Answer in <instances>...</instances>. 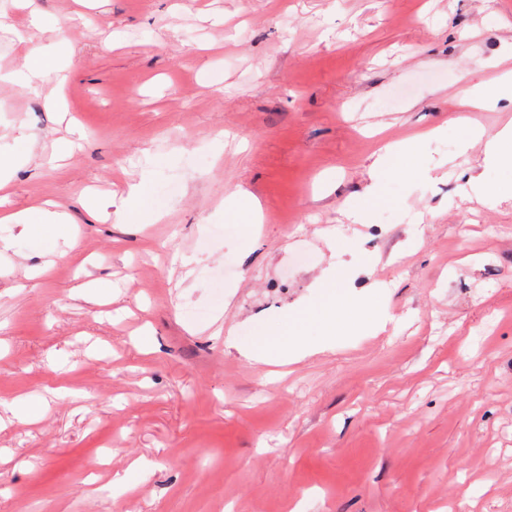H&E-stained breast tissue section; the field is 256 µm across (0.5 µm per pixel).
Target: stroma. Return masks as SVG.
I'll list each match as a JSON object with an SVG mask.
<instances>
[{
  "label": "stroma",
  "mask_w": 512,
  "mask_h": 512,
  "mask_svg": "<svg viewBox=\"0 0 512 512\" xmlns=\"http://www.w3.org/2000/svg\"><path fill=\"white\" fill-rule=\"evenodd\" d=\"M34 7L27 46L0 29V153L32 137L0 191L27 214L0 226V512H512V166L484 159L512 126V0ZM57 22L64 85L4 81ZM414 136L353 222L380 140ZM144 176L160 220L115 223ZM342 263L341 329L266 378L240 344L287 314L317 334Z\"/></svg>",
  "instance_id": "obj_1"
}]
</instances>
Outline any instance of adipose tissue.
Returning a JSON list of instances; mask_svg holds the SVG:
<instances>
[{"label":"adipose tissue","instance_id":"1","mask_svg":"<svg viewBox=\"0 0 512 512\" xmlns=\"http://www.w3.org/2000/svg\"><path fill=\"white\" fill-rule=\"evenodd\" d=\"M348 276L347 268L339 265L329 270L320 282L321 288L325 290L320 335L306 336L301 319L287 316L283 319L279 335L256 334L244 349L246 357L258 364L270 363L274 358L283 363H291L325 346L327 339L336 331L337 313L347 306L346 295L340 285Z\"/></svg>","mask_w":512,"mask_h":512}]
</instances>
